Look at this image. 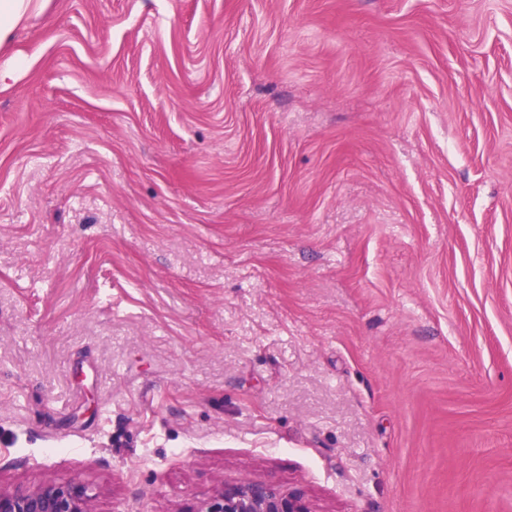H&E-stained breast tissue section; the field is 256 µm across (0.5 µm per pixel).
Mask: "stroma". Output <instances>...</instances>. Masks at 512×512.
<instances>
[{"mask_svg": "<svg viewBox=\"0 0 512 512\" xmlns=\"http://www.w3.org/2000/svg\"><path fill=\"white\" fill-rule=\"evenodd\" d=\"M0 91V488L512 512V0H47ZM202 509L204 512H310L302 492L283 491L261 482L224 485Z\"/></svg>", "mask_w": 512, "mask_h": 512, "instance_id": "35a3bbf8", "label": "stroma"}]
</instances>
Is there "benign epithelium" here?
<instances>
[{
	"label": "benign epithelium",
	"mask_w": 512,
	"mask_h": 512,
	"mask_svg": "<svg viewBox=\"0 0 512 512\" xmlns=\"http://www.w3.org/2000/svg\"><path fill=\"white\" fill-rule=\"evenodd\" d=\"M91 489L77 481L50 483L33 490H0V512H94ZM204 512H310L300 491L261 482H239L224 489Z\"/></svg>",
	"instance_id": "benign-epithelium-1"
}]
</instances>
